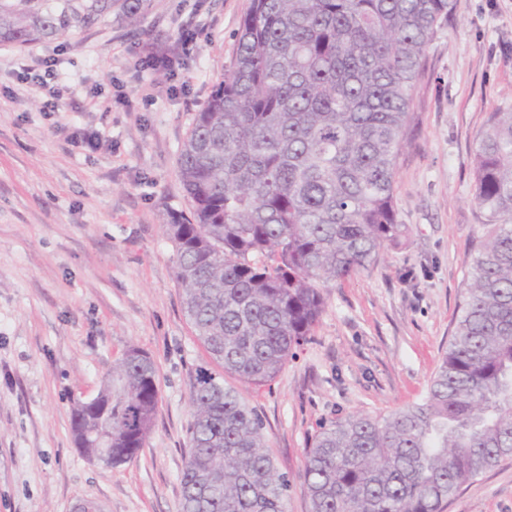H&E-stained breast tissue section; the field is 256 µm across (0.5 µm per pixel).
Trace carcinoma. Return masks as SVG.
Segmentation results:
<instances>
[{
  "label": "carcinoma",
  "instance_id": "1",
  "mask_svg": "<svg viewBox=\"0 0 512 512\" xmlns=\"http://www.w3.org/2000/svg\"><path fill=\"white\" fill-rule=\"evenodd\" d=\"M149 0H0V43L24 46L132 21ZM452 0H250L233 65L178 157L190 215L169 214L176 277L198 339L225 373L268 385L312 335L319 284L381 259L403 225L396 161L412 91ZM483 234L461 316L426 397L386 418L320 426L306 450L312 512H443L512 460V110L476 138ZM72 407L76 447L113 467L143 447L158 407L151 357L131 347ZM181 512H285L290 487L264 422L213 372L197 373ZM110 448L99 458L100 446Z\"/></svg>",
  "mask_w": 512,
  "mask_h": 512
}]
</instances>
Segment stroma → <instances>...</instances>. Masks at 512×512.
<instances>
[{
	"mask_svg": "<svg viewBox=\"0 0 512 512\" xmlns=\"http://www.w3.org/2000/svg\"><path fill=\"white\" fill-rule=\"evenodd\" d=\"M250 0H151L137 22L106 16L68 37L0 44V512H179L198 341L165 234L190 212L177 156L193 118L235 58ZM412 91L397 159L403 234L383 259L321 287L310 340L270 385L225 377L262 416L290 479L287 512H311L305 450L320 423L387 417L426 396L454 331L483 217L474 146L512 108V0H452ZM151 54L170 66L147 65ZM67 75L60 109L18 81L20 64ZM95 149L80 147L85 134ZM147 351L159 406L138 455L89 461L70 432L125 351ZM445 512H512V461L462 486Z\"/></svg>",
	"mask_w": 512,
	"mask_h": 512,
	"instance_id": "1",
	"label": "stroma"
}]
</instances>
